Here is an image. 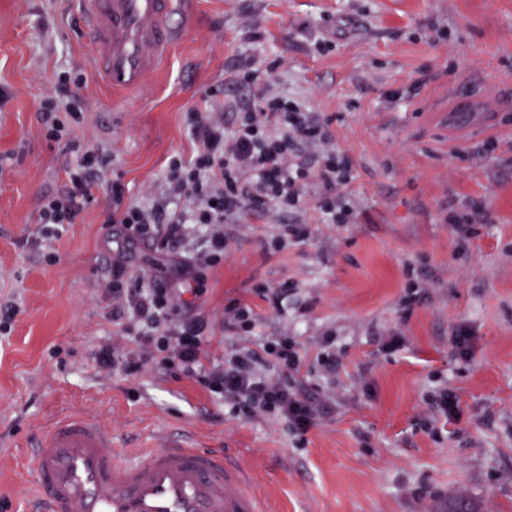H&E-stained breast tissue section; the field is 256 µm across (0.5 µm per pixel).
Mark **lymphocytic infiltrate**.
Instances as JSON below:
<instances>
[{
    "mask_svg": "<svg viewBox=\"0 0 512 512\" xmlns=\"http://www.w3.org/2000/svg\"><path fill=\"white\" fill-rule=\"evenodd\" d=\"M82 81L79 74L58 76L40 108L46 138L63 145L65 153L76 159L64 185L41 207L38 233L45 239L58 237L60 226L77 223L109 166L108 157L73 139L60 118L64 112L73 117L83 112V101L74 91ZM188 130L198 151L189 162L170 160L164 173L167 191L150 208L123 204L121 185L110 186L118 207L106 221L123 225L124 231L103 278L116 312L128 315L133 324L136 348L105 347L99 354L101 364L131 376L159 356L170 369L224 397L234 412L246 416L274 412L298 432H307L327 405L289 387L286 373L300 364L296 343L268 342L262 351L237 353L227 365L209 371L202 364L209 321L183 316L181 309L186 305L185 293L201 295L200 289H189V281L200 280L203 270L223 262L225 225L245 212H265L272 204L298 206L310 174H317L322 184L317 205L331 223L353 221L350 210L336 206L344 171L330 159L313 173L296 163L302 145L323 143L327 137L305 106L284 99L243 103L241 116L232 125L225 123L223 112L196 107ZM194 225L206 228L207 234L199 251L188 258L185 245ZM145 241L161 256L178 262L176 277L164 280L150 271L129 272L128 253ZM269 365L278 368V375L266 373Z\"/></svg>",
    "mask_w": 512,
    "mask_h": 512,
    "instance_id": "obj_1",
    "label": "lymphocytic infiltrate"
}]
</instances>
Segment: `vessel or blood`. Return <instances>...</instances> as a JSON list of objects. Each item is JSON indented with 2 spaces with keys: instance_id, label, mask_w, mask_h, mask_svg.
Returning <instances> with one entry per match:
<instances>
[{
  "instance_id": "b4317fda",
  "label": "vessel or blood",
  "mask_w": 512,
  "mask_h": 512,
  "mask_svg": "<svg viewBox=\"0 0 512 512\" xmlns=\"http://www.w3.org/2000/svg\"><path fill=\"white\" fill-rule=\"evenodd\" d=\"M88 18L93 61L103 85L126 97L162 70L190 33L172 26L190 0H77ZM131 464L112 433L71 413L52 420L31 445L30 512H267L250 472L225 449L186 439L144 449Z\"/></svg>"
}]
</instances>
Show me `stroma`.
I'll list each match as a JSON object with an SVG mask.
<instances>
[{
    "mask_svg": "<svg viewBox=\"0 0 512 512\" xmlns=\"http://www.w3.org/2000/svg\"><path fill=\"white\" fill-rule=\"evenodd\" d=\"M187 17L192 32L147 90L116 98L67 0H0V153L13 157L0 171V307L15 308L0 334V512H23L26 443L72 412L126 451L185 434L227 448L270 512H444L458 495L512 512V0H195L172 22ZM240 60L272 71L266 95L328 123L357 214L327 223L310 181L296 209L225 225L224 261L201 281L205 366L281 336L297 344L296 389L331 405L301 436L159 362L133 376L99 365L102 346L133 347L101 286L119 238L105 188L59 239L37 237L69 163L39 118L60 73L83 76L73 136L110 155L124 202L148 206L170 158L197 150L189 110L208 97L231 122L250 99ZM288 222L307 237H281ZM414 279L424 299L406 312ZM234 303L251 308L248 331L229 321ZM392 334L402 344L383 349ZM447 389L451 422L429 405Z\"/></svg>",
    "mask_w": 512,
    "mask_h": 512,
    "instance_id": "1",
    "label": "stroma"
}]
</instances>
